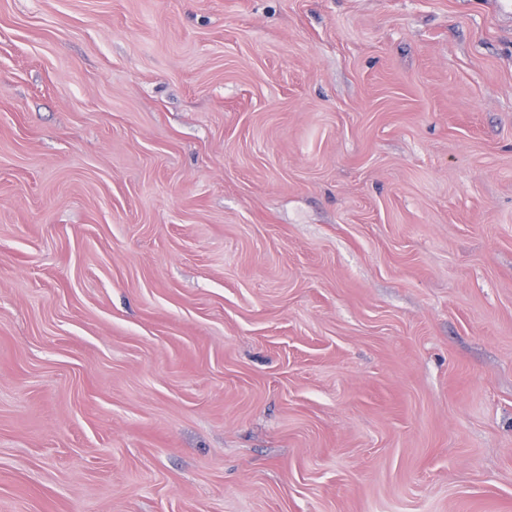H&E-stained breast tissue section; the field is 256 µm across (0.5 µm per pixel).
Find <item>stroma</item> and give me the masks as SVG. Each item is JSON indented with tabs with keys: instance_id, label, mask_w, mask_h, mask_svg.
Returning <instances> with one entry per match:
<instances>
[{
	"instance_id": "stroma-1",
	"label": "stroma",
	"mask_w": 512,
	"mask_h": 512,
	"mask_svg": "<svg viewBox=\"0 0 512 512\" xmlns=\"http://www.w3.org/2000/svg\"><path fill=\"white\" fill-rule=\"evenodd\" d=\"M0 512H512V14L0 0Z\"/></svg>"
}]
</instances>
